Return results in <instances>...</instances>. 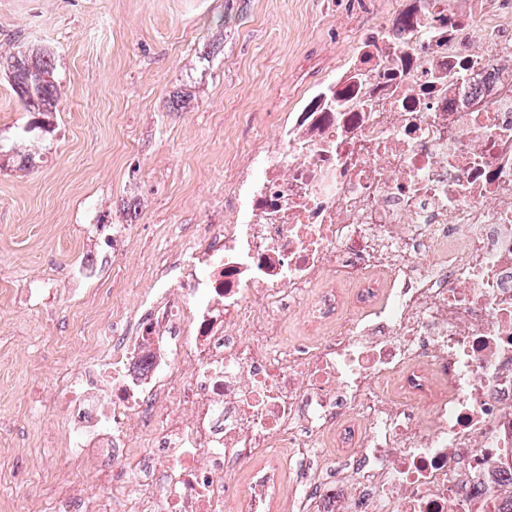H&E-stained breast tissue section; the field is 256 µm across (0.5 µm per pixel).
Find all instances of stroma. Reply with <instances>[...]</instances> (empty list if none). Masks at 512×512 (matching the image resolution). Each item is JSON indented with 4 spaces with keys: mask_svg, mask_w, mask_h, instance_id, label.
<instances>
[{
    "mask_svg": "<svg viewBox=\"0 0 512 512\" xmlns=\"http://www.w3.org/2000/svg\"><path fill=\"white\" fill-rule=\"evenodd\" d=\"M397 0H0V47H47L62 99L32 168L0 170V498L58 428L42 400L79 374L160 256L224 221V180L274 115L330 81ZM186 111L165 107L173 90ZM31 119L0 76V148ZM129 235L113 242L112 227Z\"/></svg>",
    "mask_w": 512,
    "mask_h": 512,
    "instance_id": "35a3bbf8",
    "label": "stroma"
}]
</instances>
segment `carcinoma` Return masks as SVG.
Segmentation results:
<instances>
[{
    "mask_svg": "<svg viewBox=\"0 0 512 512\" xmlns=\"http://www.w3.org/2000/svg\"><path fill=\"white\" fill-rule=\"evenodd\" d=\"M13 49V54L7 57L0 55V65L25 111L44 119L42 124L32 123L23 128L19 140L24 141L36 129L46 133L54 130L53 118L59 111L61 91L55 78L53 51L42 47L25 48L19 43Z\"/></svg>",
    "mask_w": 512,
    "mask_h": 512,
    "instance_id": "cac0c4a2",
    "label": "carcinoma"
}]
</instances>
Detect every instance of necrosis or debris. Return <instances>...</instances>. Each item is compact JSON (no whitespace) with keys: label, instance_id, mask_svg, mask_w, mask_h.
<instances>
[{"label":"necrosis or debris","instance_id":"1","mask_svg":"<svg viewBox=\"0 0 512 512\" xmlns=\"http://www.w3.org/2000/svg\"><path fill=\"white\" fill-rule=\"evenodd\" d=\"M400 0L163 255L9 512H495L512 494V27ZM268 465L247 486L242 465Z\"/></svg>","mask_w":512,"mask_h":512}]
</instances>
